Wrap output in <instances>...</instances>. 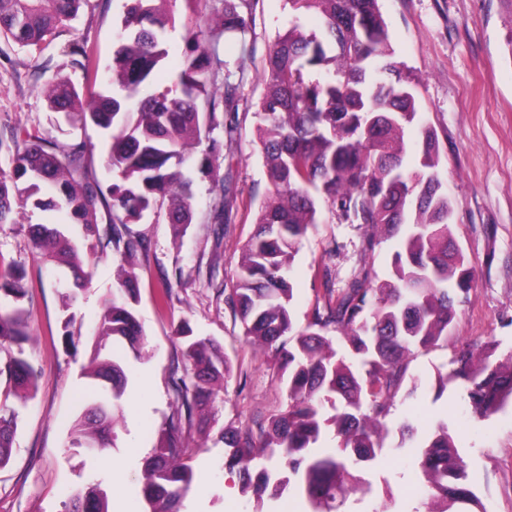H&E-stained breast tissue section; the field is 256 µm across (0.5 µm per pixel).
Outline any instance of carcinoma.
I'll use <instances>...</instances> for the list:
<instances>
[{
  "label": "carcinoma",
  "instance_id": "carcinoma-1",
  "mask_svg": "<svg viewBox=\"0 0 512 512\" xmlns=\"http://www.w3.org/2000/svg\"><path fill=\"white\" fill-rule=\"evenodd\" d=\"M86 0H0V35L23 47L39 48L73 20ZM177 0H125L108 84L84 102L68 76L48 85L49 109L70 124L93 123L112 132L104 195L88 160L87 144L59 146L36 130L13 131L10 170L0 168V225L19 213L40 212L45 223L27 227L29 245L44 261L68 267L77 288L90 281L80 247L67 227L81 229L93 253L112 247L119 258L108 302L97 326V346L86 376L112 389V403L99 401L71 426L75 440L90 448L109 446L126 376L109 339L120 338L140 354L145 338L138 318L139 282L132 261L148 250L133 229L149 214L164 217L174 240L193 222L191 173L222 184L224 140L236 126L224 116L239 108L240 87L256 21L258 0H185L203 22L187 30L182 68L174 85L159 88L155 69L168 57L166 33ZM294 16L313 13L321 21L308 33L296 23L276 37L266 56L263 92L256 103L259 150L268 194L259 205L255 229L242 249L238 271L225 299L243 334L276 359L286 407L271 416L268 429L227 426L220 439L228 448L224 465L236 472L243 496L265 512L267 501L292 484L305 495L309 512H334L348 494L362 490L346 459L369 461L383 449L388 418L416 353L448 340L458 310L470 301L474 270L455 244L448 194L438 174L435 130L426 127L412 146L406 134L418 122L416 77L396 60L378 0H287ZM234 39L242 52L231 61L221 42ZM224 191L215 197L208 223L226 221ZM109 221L101 223L100 208ZM328 211L341 224L368 232L366 250L392 242V270L380 280L363 265L345 288L323 274L307 326L295 328L290 265L308 230ZM26 273L0 259V351L17 353L0 362L19 405L0 402V469L11 459L19 406L38 389L39 375L25 357L31 333ZM335 335H328L329 331ZM189 363L181 381L176 415L158 433L145 461V512H179L193 469L182 461V422L207 406L224 387L230 365L221 346L197 338L188 322L175 329ZM494 341L467 344L438 373L441 397L448 382H460L472 414L488 418L512 404V353L495 358ZM336 405L325 419L323 402ZM334 426L336 447L321 446L323 430ZM277 459L288 476H272L266 463ZM420 466L428 478L427 498L443 507L433 512H474L464 483L465 463L441 422L422 446ZM64 512H108L94 490L67 496Z\"/></svg>",
  "mask_w": 512,
  "mask_h": 512
}]
</instances>
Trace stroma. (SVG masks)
<instances>
[{
    "mask_svg": "<svg viewBox=\"0 0 512 512\" xmlns=\"http://www.w3.org/2000/svg\"><path fill=\"white\" fill-rule=\"evenodd\" d=\"M398 61L416 74L417 99L426 123L437 132L440 174L452 204V230L476 274L470 301L458 313L448 344L419 353L392 410L394 427L386 453L353 465L363 491L350 494L336 512H428L418 465L420 447L438 421L458 439L468 481L486 512H512V405L481 422L465 409L458 383L436 396L438 371L462 345L494 340L497 357L512 352V0H378ZM119 0H85L77 18L38 50L0 37V139L12 129L36 127L58 143L83 141L91 149L100 186L112 172L106 165L110 136L93 124L70 125L52 112L42 89L56 74L67 75L83 98L101 91L112 64ZM192 15L183 0L167 34L169 56L153 74L156 85H172L181 66L184 35ZM313 30L311 16L295 19L285 0H259L255 51L246 62L242 100L233 141L224 145L223 172L228 224L204 216L217 193L213 182L194 186L195 219L181 242L170 227L145 219L139 229L149 241L137 269L138 312L148 344L141 356L124 353L128 383L110 447L94 451L70 438L73 420L92 390L85 376L98 320L112 298L116 260L111 252L89 256L92 277L76 300L59 286L66 269L46 264L30 249L22 224L0 226V258L26 270L33 341L25 347L40 371L36 396L20 410L13 455L0 469V512H63L67 494L98 487L120 512H143L141 471L159 430L177 406L175 382L187 362L173 334L188 321L195 336L216 340L231 362L224 389L185 432L183 460L194 471L183 512H252L238 477L224 467L220 433L227 426L259 428L287 404L271 358L243 334L224 297L241 247L254 230L253 214L267 183L258 147L256 102L269 47L293 22ZM84 46L98 69L88 78L69 52ZM392 250L367 251L365 232L323 214L308 231L292 261L293 314L305 327L316 298L318 276L329 271L336 287L362 264L379 277L391 270ZM417 430L406 437L399 424Z\"/></svg>",
    "mask_w": 512,
    "mask_h": 512,
    "instance_id": "1",
    "label": "stroma"
}]
</instances>
